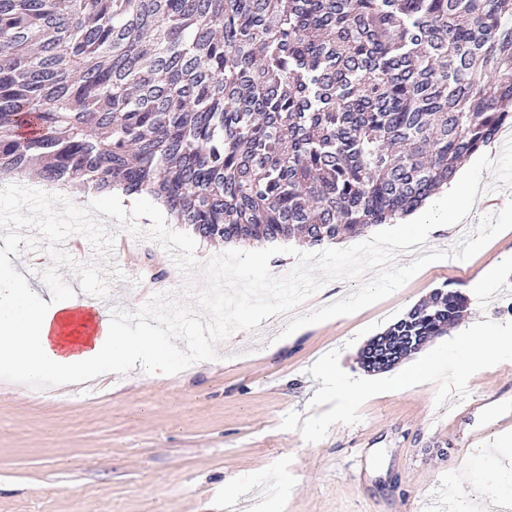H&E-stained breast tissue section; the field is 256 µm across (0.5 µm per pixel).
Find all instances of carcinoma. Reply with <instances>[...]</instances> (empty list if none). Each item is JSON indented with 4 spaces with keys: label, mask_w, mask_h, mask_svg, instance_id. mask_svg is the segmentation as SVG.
Returning <instances> with one entry per match:
<instances>
[{
    "label": "carcinoma",
    "mask_w": 512,
    "mask_h": 512,
    "mask_svg": "<svg viewBox=\"0 0 512 512\" xmlns=\"http://www.w3.org/2000/svg\"><path fill=\"white\" fill-rule=\"evenodd\" d=\"M512 0H0V179L148 195L200 237L307 248L414 213L512 123ZM359 352L387 371L465 307Z\"/></svg>",
    "instance_id": "1"
}]
</instances>
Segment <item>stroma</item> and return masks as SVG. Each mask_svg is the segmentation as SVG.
Segmentation results:
<instances>
[{"label":"stroma","instance_id":"1","mask_svg":"<svg viewBox=\"0 0 512 512\" xmlns=\"http://www.w3.org/2000/svg\"><path fill=\"white\" fill-rule=\"evenodd\" d=\"M465 165L484 199L426 249L458 242L512 200V154L501 141ZM75 258L123 272L101 304L106 311L150 299L145 266L168 277V290L186 285L160 244L123 230L109 256L87 244ZM492 264L491 289L475 287ZM445 285L467 297L463 321L512 328V229L469 260L427 265L354 314L284 339L282 319L263 320L258 332L219 341L218 359L161 379L51 381L34 396L0 373V512H252L259 497L265 512H442L439 492L454 493L462 473L472 512H485L487 471L512 464V436L491 430L499 414H512V364L461 374L452 327L406 359L409 367L428 364L420 382L398 391L358 385L366 341ZM325 365L348 380L342 393H322ZM463 382L471 396L495 395V406L462 416L454 389ZM477 428L489 436L472 448L465 439Z\"/></svg>","mask_w":512,"mask_h":512}]
</instances>
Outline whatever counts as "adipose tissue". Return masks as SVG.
Masks as SVG:
<instances>
[{"label":"adipose tissue","mask_w":512,"mask_h":512,"mask_svg":"<svg viewBox=\"0 0 512 512\" xmlns=\"http://www.w3.org/2000/svg\"><path fill=\"white\" fill-rule=\"evenodd\" d=\"M477 199L479 191L467 174H460L440 200L428 203L413 221L434 233L448 229L449 217L463 219L460 195ZM458 340L463 368L483 362L512 363V337L477 324L463 328ZM172 366L157 337L141 340L119 335L95 305L36 297L16 272L0 268V370L36 383L53 380L77 384L134 367L146 373L168 371Z\"/></svg>","instance_id":"obj_1"}]
</instances>
